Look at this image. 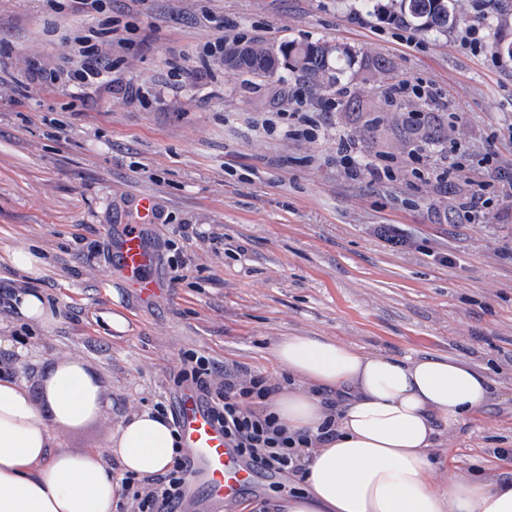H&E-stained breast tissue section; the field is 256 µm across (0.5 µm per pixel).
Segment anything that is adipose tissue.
Instances as JSON below:
<instances>
[{
    "label": "adipose tissue",
    "instance_id": "obj_1",
    "mask_svg": "<svg viewBox=\"0 0 512 512\" xmlns=\"http://www.w3.org/2000/svg\"><path fill=\"white\" fill-rule=\"evenodd\" d=\"M292 378L270 409L292 433L316 437L337 401L336 434L303 461L302 492L278 512H512V480L473 473L438 478L441 430L464 424L494 395L492 381L459 358L366 354L332 337L288 335L271 346ZM34 401L0 373V512H112L125 475L173 465L176 438L149 409L127 412L107 453L53 447L52 429L102 412L101 380L83 360L47 369Z\"/></svg>",
    "mask_w": 512,
    "mask_h": 512
}]
</instances>
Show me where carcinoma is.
<instances>
[{"mask_svg": "<svg viewBox=\"0 0 512 512\" xmlns=\"http://www.w3.org/2000/svg\"><path fill=\"white\" fill-rule=\"evenodd\" d=\"M397 17L416 32H446L471 20L458 0H392ZM492 47L497 54L512 58V40L501 28L492 32ZM353 59L352 51L325 41L280 44L232 40L224 44V66L254 78H282L280 70L320 87L338 82L343 66Z\"/></svg>", "mask_w": 512, "mask_h": 512, "instance_id": "obj_1", "label": "carcinoma"}]
</instances>
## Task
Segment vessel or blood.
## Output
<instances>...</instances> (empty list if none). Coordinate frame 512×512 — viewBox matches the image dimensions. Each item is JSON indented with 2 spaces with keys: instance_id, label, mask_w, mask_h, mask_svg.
Listing matches in <instances>:
<instances>
[{
  "instance_id": "obj_1",
  "label": "vessel or blood",
  "mask_w": 512,
  "mask_h": 512,
  "mask_svg": "<svg viewBox=\"0 0 512 512\" xmlns=\"http://www.w3.org/2000/svg\"><path fill=\"white\" fill-rule=\"evenodd\" d=\"M157 221L158 201L155 196L145 194L134 201L132 225L111 226L106 230L118 270L147 303L166 292L165 282L156 274V245L143 230L144 225ZM176 414L186 450L184 501L193 503L196 490L201 487L212 512H222L225 502L234 500L243 487L251 484L259 469L230 448L208 401L195 387L181 389L176 399Z\"/></svg>"
}]
</instances>
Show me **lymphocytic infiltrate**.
Wrapping results in <instances>:
<instances>
[{
    "label": "lymphocytic infiltrate",
    "mask_w": 512,
    "mask_h": 512,
    "mask_svg": "<svg viewBox=\"0 0 512 512\" xmlns=\"http://www.w3.org/2000/svg\"><path fill=\"white\" fill-rule=\"evenodd\" d=\"M180 382L196 385L211 403L224 435L239 454L259 468L294 477L302 476L301 461L311 446L304 436H291L266 402L273 392L267 378L235 364L223 366L193 352L183 353ZM184 456H177L167 473L142 481L127 476V512H179L186 483Z\"/></svg>",
    "instance_id": "lymphocytic-infiltrate-1"
}]
</instances>
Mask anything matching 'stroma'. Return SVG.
<instances>
[{
	"mask_svg": "<svg viewBox=\"0 0 512 512\" xmlns=\"http://www.w3.org/2000/svg\"><path fill=\"white\" fill-rule=\"evenodd\" d=\"M389 0H0V287L22 289L11 256L45 266L40 288L58 307L48 331L0 313V336L20 335L19 356L0 348L30 392L51 361L85 360L111 405L78 426L54 428L57 448L107 451L121 415L173 406L183 352L241 364L281 380L269 349L280 336L333 337L365 353L461 358L496 385L470 422L445 432L443 470L476 467L512 479V208L476 224L444 218L469 185L444 187L429 170L485 154L512 168V59L460 43L459 29L398 37ZM96 35L112 59L108 86L69 80L81 65L71 36ZM324 40L354 59L339 89L289 76L275 85L225 68L216 40ZM47 82L27 89L30 63ZM425 80L458 114L444 151L413 157L422 136L417 98L390 103L387 85ZM327 113L331 132L288 137V115ZM274 119L277 134L263 131ZM397 180L347 178L340 141ZM162 203L159 273L170 294L145 303L109 270L107 225L129 218L132 199ZM402 228L394 249L374 233ZM452 261L441 264V253ZM120 313L125 331L112 329Z\"/></svg>",
	"mask_w": 512,
	"mask_h": 512,
	"instance_id": "stroma-1",
	"label": "stroma"
}]
</instances>
